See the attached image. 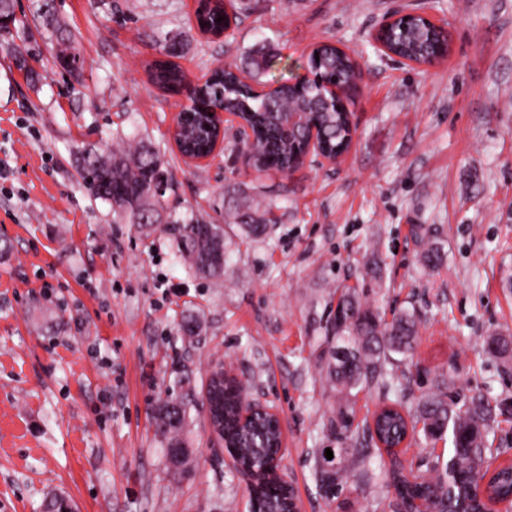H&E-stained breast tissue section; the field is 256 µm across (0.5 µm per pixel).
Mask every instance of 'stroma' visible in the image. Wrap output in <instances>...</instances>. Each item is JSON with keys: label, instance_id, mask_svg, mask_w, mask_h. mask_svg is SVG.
I'll use <instances>...</instances> for the list:
<instances>
[{"label": "stroma", "instance_id": "1", "mask_svg": "<svg viewBox=\"0 0 512 512\" xmlns=\"http://www.w3.org/2000/svg\"><path fill=\"white\" fill-rule=\"evenodd\" d=\"M238 4L237 26L211 39L194 0H16L36 76L0 55V512H42L51 491L78 512H249L247 480L205 414L215 361L281 413L300 512H393L375 459L338 500L320 489L323 450L362 441L336 434L339 408L357 426L382 399L371 386L343 406L325 383L343 285L384 319L417 314L408 403L441 387L512 402V368L484 349L512 333V0ZM47 7L78 37L80 74L52 58ZM395 10L445 23L446 60L381 57L372 34ZM169 38L199 82L270 48V87L302 78L318 44L343 45L360 71L351 150L284 177L237 161L229 125L208 163L185 161L169 138L184 98L145 71ZM119 128L165 153L163 219L220 224L243 195L271 209L262 238L227 232L222 280L184 266L172 235L143 237L88 194L77 151L122 149ZM421 225L445 254L438 271L419 261ZM188 318L197 335H184ZM169 395L185 398L194 450L179 472L151 418Z\"/></svg>", "mask_w": 512, "mask_h": 512}]
</instances>
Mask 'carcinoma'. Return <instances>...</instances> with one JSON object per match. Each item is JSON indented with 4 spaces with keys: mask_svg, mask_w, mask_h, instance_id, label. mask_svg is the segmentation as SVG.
<instances>
[{
    "mask_svg": "<svg viewBox=\"0 0 512 512\" xmlns=\"http://www.w3.org/2000/svg\"><path fill=\"white\" fill-rule=\"evenodd\" d=\"M225 16L218 3L206 2L198 14L201 26L218 33L224 23L216 22ZM17 22L13 0H0V30H9ZM43 25L51 31L55 41L66 40L71 47L76 42L63 31L51 10L43 14ZM390 47L405 56L432 53L434 46H444L445 38L431 30L419 19H412L406 26L396 27L386 35ZM165 59L157 60L149 68V76L160 88L174 93L183 92L184 75L179 66L171 61L178 56L175 44L160 46ZM271 56L258 50L250 54L242 66H228L213 74V80L202 94L191 99L187 107L190 117L178 133L185 148L194 153L208 150L213 129L209 113L218 109L237 112L251 128L254 143H242L239 151L249 156L248 165L257 170L274 158L282 165L288 164L296 151L300 150L307 134V127L298 125L286 130L281 124L285 110L310 112L318 123L325 151L338 152L349 134L344 112L336 109L320 97L319 88L311 86L303 90L288 84L279 85L272 94L256 98L250 87L241 82L239 75L245 73L255 82L269 68ZM316 67L320 74L337 78L343 85L357 79L356 65L350 57L331 46L319 50ZM127 148L115 153L98 152L92 148L78 151L79 172L85 188L94 199L108 204L112 213L132 224L152 227L162 223L157 187L154 180L163 174V159L160 148L136 137L125 138ZM254 199L245 197L235 209L226 212L224 223L247 226V232L259 237L266 232L268 219L261 215L254 219L249 214ZM174 237L177 256L196 273L218 281L224 277V228L199 217L174 221L161 228ZM336 347L328 365V377L336 393L343 398L352 391L374 383L384 398L393 393L398 396L395 403L399 410L384 415L377 422V431L386 445H397L406 428L411 433L422 431L427 439L448 438V461L444 464L431 461L420 470L413 480L392 473V485L399 504L405 512H413L415 501L428 503L433 512H475L483 505L478 500L479 482L487 480L486 497L499 503L512 504V465L488 474L484 469L487 454V435L491 423L499 413L508 408L505 403L491 404L479 394L463 401L444 392L427 394L415 406L406 407L400 397L404 396L412 373L401 368L399 356H409L414 350L417 323L412 312H401L386 322L371 305L361 300L354 287L342 289L333 318ZM489 354L504 363L512 362V336L494 334L487 337ZM235 396L224 392V440L243 452L242 459L253 461L261 467L269 457L272 435L265 425L240 428L233 419ZM156 433L166 441V447H184V432L187 423L183 402L167 397L158 402L153 410ZM365 448H347L350 466H340L321 477L325 498H337L348 483L349 472L365 471L370 461L371 448L377 447L369 425L362 427ZM283 488L275 483L255 481L252 488L251 512H277L283 507Z\"/></svg>",
    "mask_w": 512,
    "mask_h": 512,
    "instance_id": "obj_1",
    "label": "carcinoma"
}]
</instances>
